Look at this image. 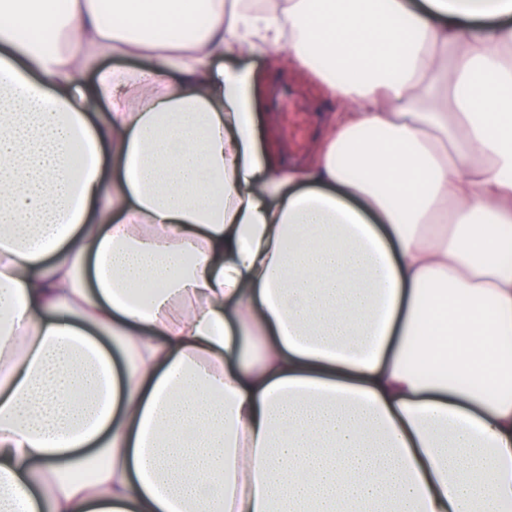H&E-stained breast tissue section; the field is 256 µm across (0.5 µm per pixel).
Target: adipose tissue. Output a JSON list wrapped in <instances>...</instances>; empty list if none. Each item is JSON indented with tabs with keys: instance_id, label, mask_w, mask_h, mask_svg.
<instances>
[{
	"instance_id": "ef3b65f1",
	"label": "adipose tissue",
	"mask_w": 512,
	"mask_h": 512,
	"mask_svg": "<svg viewBox=\"0 0 512 512\" xmlns=\"http://www.w3.org/2000/svg\"><path fill=\"white\" fill-rule=\"evenodd\" d=\"M511 244L512 0H0V512H512ZM267 108L259 113L261 140L267 130L274 134L285 162L291 166L309 163L315 142L329 125L330 110L322 93V82L312 72L296 73L267 68ZM277 86L288 100V112L271 106V90ZM288 127V132H287ZM301 132L294 134L295 128Z\"/></svg>"
}]
</instances>
